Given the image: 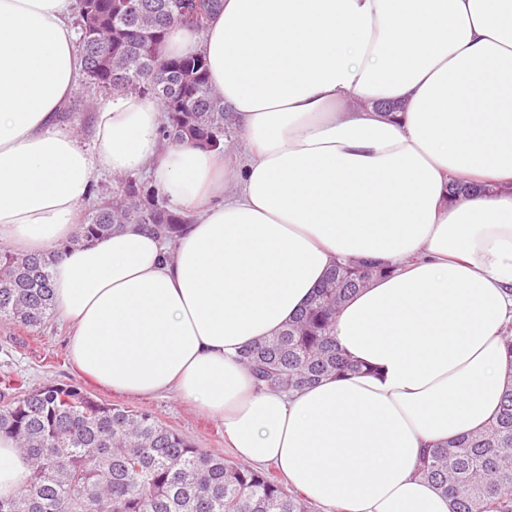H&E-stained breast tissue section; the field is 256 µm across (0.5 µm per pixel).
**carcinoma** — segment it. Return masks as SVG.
<instances>
[{"label": "carcinoma", "instance_id": "cac0c4a2", "mask_svg": "<svg viewBox=\"0 0 512 512\" xmlns=\"http://www.w3.org/2000/svg\"><path fill=\"white\" fill-rule=\"evenodd\" d=\"M136 16L124 0H80L82 76L93 91L134 93L162 104V137L171 146L224 149L230 128L224 101L200 55L165 56L170 30L201 31L222 0H143ZM190 216L171 208L136 176L119 178L92 202L71 248L126 224L147 225L172 241ZM63 249L21 256L0 246V322L37 329L54 309L51 268ZM380 270L338 261L306 306L276 335L241 355L258 386L294 391L324 378L363 371L333 336L343 304ZM0 433L32 462L27 484L0 498V512H311L277 475L194 446L148 411L105 403L76 386L29 390L23 377L0 382ZM418 474L451 501V512H512V380L484 430L426 452Z\"/></svg>", "mask_w": 512, "mask_h": 512}]
</instances>
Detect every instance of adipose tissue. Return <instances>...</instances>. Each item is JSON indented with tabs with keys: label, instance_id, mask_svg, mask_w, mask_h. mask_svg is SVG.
Wrapping results in <instances>:
<instances>
[{
	"label": "adipose tissue",
	"instance_id": "adipose-tissue-1",
	"mask_svg": "<svg viewBox=\"0 0 512 512\" xmlns=\"http://www.w3.org/2000/svg\"><path fill=\"white\" fill-rule=\"evenodd\" d=\"M76 0H0V244L62 248L70 358L115 393L222 420L327 512H451L423 449L485 429L512 378V0H223L164 50L204 55L240 137L164 145L157 102L60 115L82 75ZM145 173L194 221L70 247L93 177ZM466 193L450 195L451 183ZM387 266L334 334L364 372L293 392L241 362L339 261ZM30 461L0 434V497Z\"/></svg>",
	"mask_w": 512,
	"mask_h": 512
}]
</instances>
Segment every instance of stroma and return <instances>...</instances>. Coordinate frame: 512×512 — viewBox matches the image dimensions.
I'll return each mask as SVG.
<instances>
[{
    "label": "stroma",
    "mask_w": 512,
    "mask_h": 512,
    "mask_svg": "<svg viewBox=\"0 0 512 512\" xmlns=\"http://www.w3.org/2000/svg\"><path fill=\"white\" fill-rule=\"evenodd\" d=\"M67 331L57 318H49L39 329L19 325L0 326V375L19 374L29 388L46 385H77L107 403L151 412L162 423L176 429L198 448L235 454L224 441V427L175 395L140 398L105 390L84 378L71 363Z\"/></svg>",
    "instance_id": "obj_1"
}]
</instances>
